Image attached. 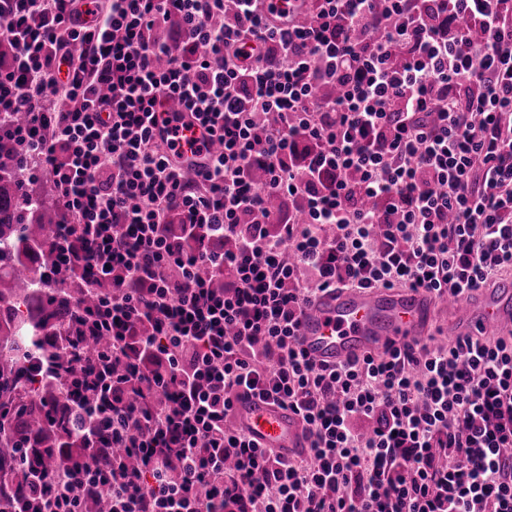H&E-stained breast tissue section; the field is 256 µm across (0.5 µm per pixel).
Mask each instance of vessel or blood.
I'll return each mask as SVG.
<instances>
[{
	"instance_id": "vessel-or-blood-1",
	"label": "vessel or blood",
	"mask_w": 512,
	"mask_h": 512,
	"mask_svg": "<svg viewBox=\"0 0 512 512\" xmlns=\"http://www.w3.org/2000/svg\"><path fill=\"white\" fill-rule=\"evenodd\" d=\"M441 313L448 316L444 333L454 341L512 332V281L502 280L465 301L425 289L338 288L306 307L296 334L311 360L334 366L393 342L423 339ZM234 408L235 428L248 432L259 447L286 459L305 452L303 425L291 410L244 393L236 397Z\"/></svg>"
}]
</instances>
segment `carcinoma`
Returning a JSON list of instances; mask_svg holds the SVG:
<instances>
[{
  "mask_svg": "<svg viewBox=\"0 0 512 512\" xmlns=\"http://www.w3.org/2000/svg\"><path fill=\"white\" fill-rule=\"evenodd\" d=\"M21 144L15 129L0 137V512H42L26 492L58 480V458L48 453L34 466L19 448L37 432L42 448L74 447L78 440L52 411L70 400L104 408L120 374L93 357L112 340L94 313L110 286L90 285L68 264L53 188L24 169ZM82 347L84 366L67 370L72 349Z\"/></svg>",
  "mask_w": 512,
  "mask_h": 512,
  "instance_id": "obj_1",
  "label": "carcinoma"
}]
</instances>
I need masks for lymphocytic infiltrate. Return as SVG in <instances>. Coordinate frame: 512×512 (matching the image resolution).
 <instances>
[{
  "label": "lymphocytic infiltrate",
  "mask_w": 512,
  "mask_h": 512,
  "mask_svg": "<svg viewBox=\"0 0 512 512\" xmlns=\"http://www.w3.org/2000/svg\"><path fill=\"white\" fill-rule=\"evenodd\" d=\"M0 0V119L111 283L112 439L44 512H512V336L337 366L295 340L333 288L459 299L512 270V0ZM219 147L181 167L161 114ZM217 271L212 287L199 273ZM291 409L282 459L227 419ZM140 466L111 473L115 449Z\"/></svg>",
  "instance_id": "lymphocytic-infiltrate-1"
}]
</instances>
